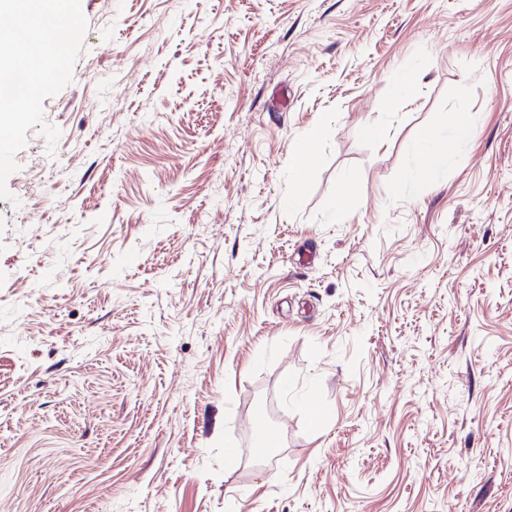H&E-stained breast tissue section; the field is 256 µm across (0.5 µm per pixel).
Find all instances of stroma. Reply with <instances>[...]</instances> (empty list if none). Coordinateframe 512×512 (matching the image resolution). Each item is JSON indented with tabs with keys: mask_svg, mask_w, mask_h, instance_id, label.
<instances>
[{
	"mask_svg": "<svg viewBox=\"0 0 512 512\" xmlns=\"http://www.w3.org/2000/svg\"><path fill=\"white\" fill-rule=\"evenodd\" d=\"M81 7L0 199V512H512V0Z\"/></svg>",
	"mask_w": 512,
	"mask_h": 512,
	"instance_id": "1",
	"label": "stroma"
}]
</instances>
